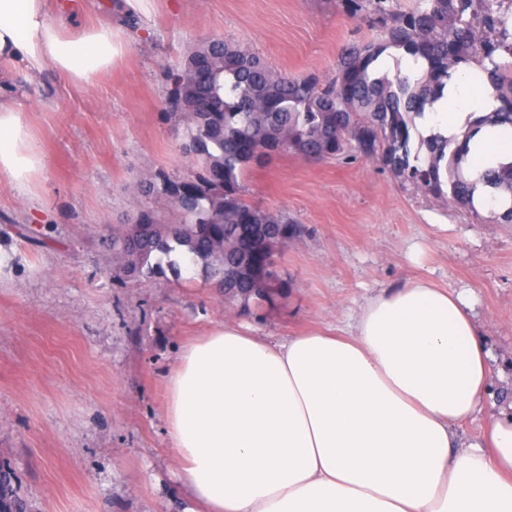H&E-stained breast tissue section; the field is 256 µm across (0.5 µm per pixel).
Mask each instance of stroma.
Masks as SVG:
<instances>
[{
    "label": "stroma",
    "mask_w": 512,
    "mask_h": 512,
    "mask_svg": "<svg viewBox=\"0 0 512 512\" xmlns=\"http://www.w3.org/2000/svg\"><path fill=\"white\" fill-rule=\"evenodd\" d=\"M372 35L340 0H144L118 58L90 85L17 74L15 98L47 165L37 198L0 187V471L28 512H181L165 433V382L182 345L235 312L200 274L162 267L113 286L100 237L150 206L137 178L198 169L165 99L187 53L225 36L294 75L328 80L340 48ZM249 199L302 224L278 247L288 295L245 317L284 339L346 328L366 299L415 278L462 294L490 351L495 395L512 391V224L473 214L356 159L288 153L255 170Z\"/></svg>",
    "instance_id": "obj_1"
}]
</instances>
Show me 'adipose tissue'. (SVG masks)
Returning <instances> with one entry per match:
<instances>
[{
	"label": "adipose tissue",
	"mask_w": 512,
	"mask_h": 512,
	"mask_svg": "<svg viewBox=\"0 0 512 512\" xmlns=\"http://www.w3.org/2000/svg\"><path fill=\"white\" fill-rule=\"evenodd\" d=\"M74 0H0V74L45 66L91 82L118 49L108 21L74 29ZM499 102L461 69L426 106L423 133L462 136ZM512 164V126L469 141L474 204ZM45 158L12 95L0 93V184L37 196ZM491 366L461 295L418 279L364 304L347 335L271 341L235 320L188 342L166 380L165 424L187 493L183 512H512V402L477 441Z\"/></svg>",
	"instance_id": "1"
}]
</instances>
